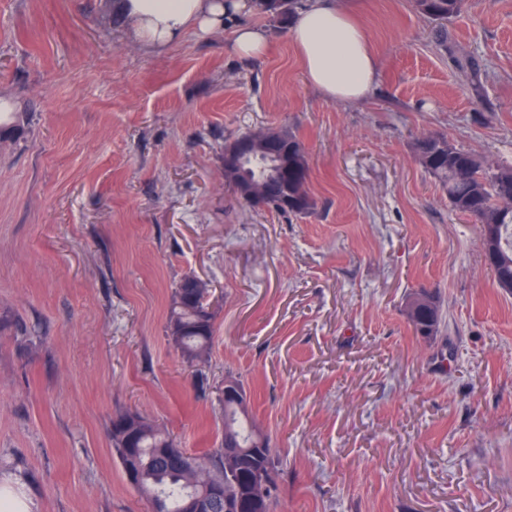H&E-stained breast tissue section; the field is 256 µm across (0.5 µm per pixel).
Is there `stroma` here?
I'll return each mask as SVG.
<instances>
[{
    "instance_id": "1",
    "label": "stroma",
    "mask_w": 512,
    "mask_h": 512,
    "mask_svg": "<svg viewBox=\"0 0 512 512\" xmlns=\"http://www.w3.org/2000/svg\"><path fill=\"white\" fill-rule=\"evenodd\" d=\"M360 2L383 69L344 105L276 29L259 60L228 28L148 51L108 0H0V479L36 512H149L113 417L211 452L228 375L283 462L274 512H512V293L414 151L443 134L512 164V0H469L444 48L414 0ZM267 127L303 143L312 214L225 182V143ZM186 277L214 313L193 364L166 335ZM405 312L418 336L431 340L442 332L443 312L437 297L431 291L421 289L410 294Z\"/></svg>"
}]
</instances>
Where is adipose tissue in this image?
Instances as JSON below:
<instances>
[{
  "instance_id": "1",
  "label": "adipose tissue",
  "mask_w": 512,
  "mask_h": 512,
  "mask_svg": "<svg viewBox=\"0 0 512 512\" xmlns=\"http://www.w3.org/2000/svg\"><path fill=\"white\" fill-rule=\"evenodd\" d=\"M132 39L157 50L188 31L206 34L232 26V52L243 59L268 54L266 29L239 23L249 0H114ZM288 39L307 82L325 99L353 104L376 91L382 74L380 53L355 12L336 0H303L288 25Z\"/></svg>"
}]
</instances>
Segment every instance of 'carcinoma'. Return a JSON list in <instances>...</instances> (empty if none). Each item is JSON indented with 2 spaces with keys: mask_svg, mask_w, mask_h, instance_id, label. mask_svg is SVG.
Masks as SVG:
<instances>
[{
  "mask_svg": "<svg viewBox=\"0 0 512 512\" xmlns=\"http://www.w3.org/2000/svg\"><path fill=\"white\" fill-rule=\"evenodd\" d=\"M420 14L436 23V39L448 40L447 22L467 8L468 0H415ZM297 0H253L254 12L284 29ZM258 139L247 167L250 185L237 173H224L229 186L245 202L266 206L288 215L307 214L317 206L308 190L309 163L299 139L286 129L253 133ZM426 172L448 195L450 208L475 223L497 224L498 261L490 264L496 281L512 279V165L486 163L470 150L458 147L444 135H423L414 143ZM406 316L415 333L428 340L442 332L443 312L434 293L421 289L410 294ZM179 330L176 343L189 361L209 354L213 315L190 279L174 291V307L167 329ZM141 415L125 412L112 421L110 437L122 470L140 475L137 490L151 503L153 512H189L205 489L224 487L239 512H273L280 459L250 417L247 408L224 404V440L221 448L198 458L177 446L164 428L140 423ZM269 476L265 494L254 491V478Z\"/></svg>",
  "mask_w": 512,
  "mask_h": 512,
  "instance_id": "obj_1",
  "label": "carcinoma"
}]
</instances>
